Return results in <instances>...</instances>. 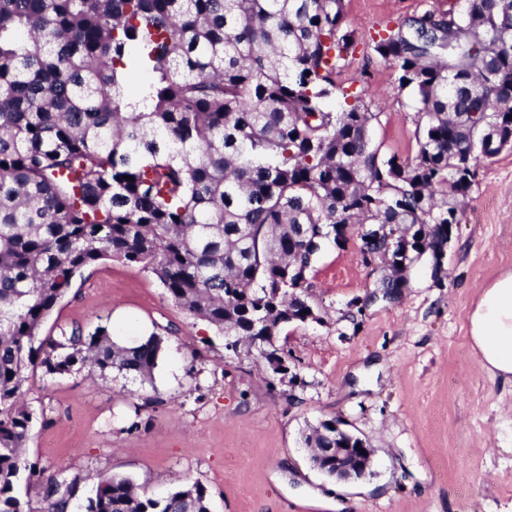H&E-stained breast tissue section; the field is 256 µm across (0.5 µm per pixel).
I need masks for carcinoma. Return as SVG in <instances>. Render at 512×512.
Here are the masks:
<instances>
[{
  "label": "carcinoma",
  "mask_w": 512,
  "mask_h": 512,
  "mask_svg": "<svg viewBox=\"0 0 512 512\" xmlns=\"http://www.w3.org/2000/svg\"><path fill=\"white\" fill-rule=\"evenodd\" d=\"M356 50L344 0H0V512H62L78 488L21 464L32 414L26 371L84 369L152 381L162 339L130 346L99 326L53 338L41 326L73 278L102 259L149 270L168 297L238 338L267 323L320 320L309 256L379 226L390 302L401 270L458 223L488 136L512 138V14L464 0L448 17L407 18L372 38L408 91L414 157L371 145L379 113L337 83ZM339 96L343 105L328 107ZM323 420L311 448H355ZM85 512H210L184 480L162 498L127 477L99 482Z\"/></svg>",
  "instance_id": "carcinoma-1"
}]
</instances>
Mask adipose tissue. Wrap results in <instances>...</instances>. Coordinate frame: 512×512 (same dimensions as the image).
<instances>
[{"mask_svg":"<svg viewBox=\"0 0 512 512\" xmlns=\"http://www.w3.org/2000/svg\"><path fill=\"white\" fill-rule=\"evenodd\" d=\"M469 332L483 368L512 381V272L482 288L469 316Z\"/></svg>","mask_w":512,"mask_h":512,"instance_id":"1","label":"adipose tissue"}]
</instances>
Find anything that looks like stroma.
Here are the masks:
<instances>
[{"mask_svg":"<svg viewBox=\"0 0 512 512\" xmlns=\"http://www.w3.org/2000/svg\"><path fill=\"white\" fill-rule=\"evenodd\" d=\"M461 6L345 0L359 51L342 79L379 100L371 138L381 153L414 156L415 112L390 64L363 63L362 51L385 26ZM475 170L442 279L418 262L408 288L383 302L356 231L320 255L307 290L320 319L281 327L283 375L259 352L227 349L141 266L104 259L85 268L42 335L105 325L124 344L158 335L163 352L145 384L115 373L29 376L24 459L79 477L72 512L112 475L146 496L181 477L199 482L210 512H337L340 502L347 512H512V386L480 366L468 324L480 288L512 272V148ZM326 419L370 442L371 476L342 482L313 467L303 436Z\"/></svg>","mask_w":512,"mask_h":512,"instance_id":"stroma-1","label":"stroma"}]
</instances>
